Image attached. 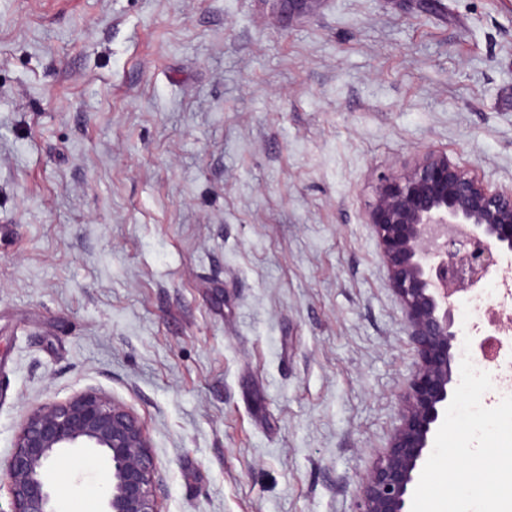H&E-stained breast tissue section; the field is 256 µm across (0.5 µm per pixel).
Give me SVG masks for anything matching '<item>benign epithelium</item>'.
<instances>
[{
  "label": "benign epithelium",
  "mask_w": 512,
  "mask_h": 512,
  "mask_svg": "<svg viewBox=\"0 0 512 512\" xmlns=\"http://www.w3.org/2000/svg\"><path fill=\"white\" fill-rule=\"evenodd\" d=\"M418 365L402 421L367 474L358 512H407L431 434L445 416L457 341L455 310L512 251V190H493L428 154L412 174L385 178L369 214ZM91 448L106 462L101 512H161L164 480L138 415L94 389L43 403L23 418L6 461L9 512H58L47 466Z\"/></svg>",
  "instance_id": "benign-epithelium-1"
}]
</instances>
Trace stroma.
Masks as SVG:
<instances>
[{"instance_id": "1", "label": "stroma", "mask_w": 512, "mask_h": 512, "mask_svg": "<svg viewBox=\"0 0 512 512\" xmlns=\"http://www.w3.org/2000/svg\"><path fill=\"white\" fill-rule=\"evenodd\" d=\"M428 153L512 190V0H0V464L93 388L161 512H357L417 365L368 218ZM46 478L100 512L96 458Z\"/></svg>"}]
</instances>
